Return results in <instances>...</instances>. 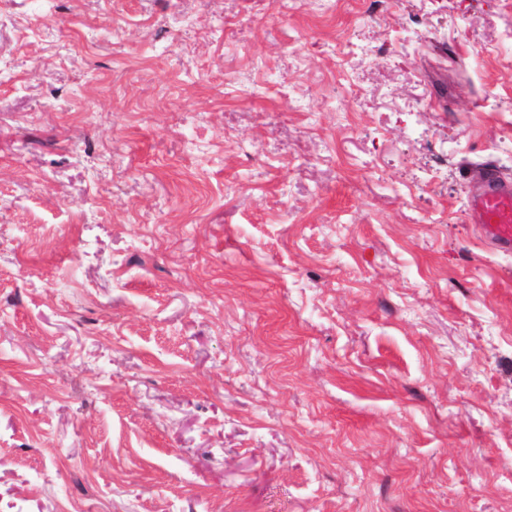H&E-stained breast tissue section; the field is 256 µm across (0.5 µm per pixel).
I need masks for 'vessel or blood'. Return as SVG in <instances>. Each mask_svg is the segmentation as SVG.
Returning a JSON list of instances; mask_svg holds the SVG:
<instances>
[{
	"mask_svg": "<svg viewBox=\"0 0 512 512\" xmlns=\"http://www.w3.org/2000/svg\"><path fill=\"white\" fill-rule=\"evenodd\" d=\"M467 208L484 237L499 251L511 253L512 183L501 179L494 166H486L484 189Z\"/></svg>",
	"mask_w": 512,
	"mask_h": 512,
	"instance_id": "b4317fda",
	"label": "vessel or blood"
}]
</instances>
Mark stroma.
Wrapping results in <instances>:
<instances>
[{"instance_id":"stroma-1","label":"stroma","mask_w":512,"mask_h":512,"mask_svg":"<svg viewBox=\"0 0 512 512\" xmlns=\"http://www.w3.org/2000/svg\"><path fill=\"white\" fill-rule=\"evenodd\" d=\"M512 0H0V512H512ZM467 209L493 246L512 252V183L501 179L494 166H486L484 189L468 201Z\"/></svg>"}]
</instances>
